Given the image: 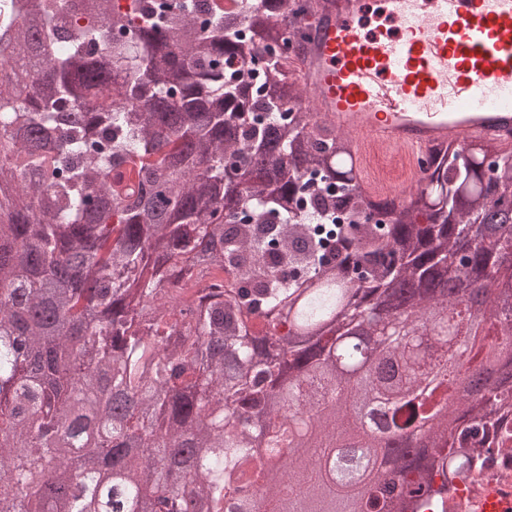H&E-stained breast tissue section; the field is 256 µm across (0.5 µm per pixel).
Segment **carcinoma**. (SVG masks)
<instances>
[{
  "mask_svg": "<svg viewBox=\"0 0 512 512\" xmlns=\"http://www.w3.org/2000/svg\"><path fill=\"white\" fill-rule=\"evenodd\" d=\"M108 2L71 0L88 23L64 38L46 0H0V512L443 504L512 445L509 404L454 392L439 324L400 330L383 306L411 283L414 313L455 309L442 340L475 375L512 369V320L455 296L512 280L469 236L512 212V152L438 145L417 186L375 201L300 107L309 0H133L137 23ZM366 402L382 433L429 425L436 454L340 462Z\"/></svg>",
  "mask_w": 512,
  "mask_h": 512,
  "instance_id": "obj_1",
  "label": "carcinoma"
}]
</instances>
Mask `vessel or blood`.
<instances>
[{"label":"vessel or blood","mask_w":512,"mask_h":512,"mask_svg":"<svg viewBox=\"0 0 512 512\" xmlns=\"http://www.w3.org/2000/svg\"><path fill=\"white\" fill-rule=\"evenodd\" d=\"M304 22L303 105L348 135L355 157L512 148V0H314ZM463 509L512 512V484L487 483Z\"/></svg>","instance_id":"b4317fda"}]
</instances>
